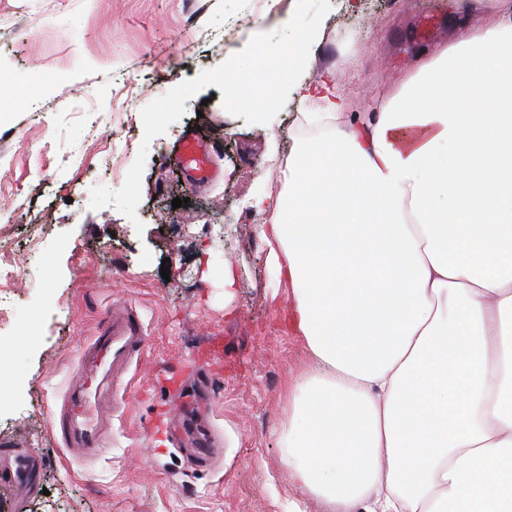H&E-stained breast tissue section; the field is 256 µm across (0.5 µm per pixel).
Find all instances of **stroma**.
<instances>
[{
	"instance_id": "35a3bbf8",
	"label": "stroma",
	"mask_w": 512,
	"mask_h": 512,
	"mask_svg": "<svg viewBox=\"0 0 512 512\" xmlns=\"http://www.w3.org/2000/svg\"><path fill=\"white\" fill-rule=\"evenodd\" d=\"M289 0H0V448L43 459L31 492L0 485V512H324L288 483L289 385L313 363L288 326L291 292L260 235L284 190L300 103L284 93ZM496 0H333L303 75L331 70L367 112L422 60L488 22ZM242 65L252 95L229 101ZM220 178L189 182L173 154L188 128ZM123 162L112 170L107 160ZM186 204L173 208L174 198ZM169 278H162L161 267ZM235 281L224 284V269ZM135 305L144 370H130L110 446L53 440L81 352L112 303ZM176 407L157 453L159 413Z\"/></svg>"
}]
</instances>
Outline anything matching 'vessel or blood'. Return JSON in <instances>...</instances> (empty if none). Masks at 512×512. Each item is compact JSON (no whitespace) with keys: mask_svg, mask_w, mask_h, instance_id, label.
Wrapping results in <instances>:
<instances>
[{"mask_svg":"<svg viewBox=\"0 0 512 512\" xmlns=\"http://www.w3.org/2000/svg\"><path fill=\"white\" fill-rule=\"evenodd\" d=\"M176 158L190 179L218 176L206 147L197 138H186L177 148ZM145 336L144 325L133 309L116 306L108 312L79 361L81 384L69 392L66 409L51 424L65 447L82 448L92 456L106 447L109 423L99 414L103 396L114 388L118 372L141 363ZM39 470L36 454L0 449V485L29 491Z\"/></svg>","mask_w":512,"mask_h":512,"instance_id":"vessel-or-blood-1","label":"vessel or blood"}]
</instances>
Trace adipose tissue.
I'll return each instance as SVG.
<instances>
[{
    "label": "adipose tissue",
    "mask_w": 512,
    "mask_h": 512,
    "mask_svg": "<svg viewBox=\"0 0 512 512\" xmlns=\"http://www.w3.org/2000/svg\"><path fill=\"white\" fill-rule=\"evenodd\" d=\"M291 130L262 236L315 364L288 482L326 512H512V11L342 120Z\"/></svg>",
    "instance_id": "obj_1"
}]
</instances>
